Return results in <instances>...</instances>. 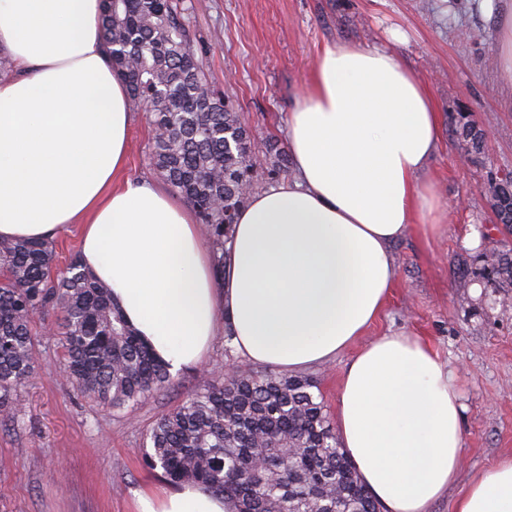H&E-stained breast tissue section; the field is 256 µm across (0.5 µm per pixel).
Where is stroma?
<instances>
[{
  "label": "stroma",
  "mask_w": 512,
  "mask_h": 512,
  "mask_svg": "<svg viewBox=\"0 0 512 512\" xmlns=\"http://www.w3.org/2000/svg\"><path fill=\"white\" fill-rule=\"evenodd\" d=\"M203 57L211 90L230 100L252 132L253 156L288 150L287 117L306 90L321 48L336 42L384 46L427 83L442 139L427 178L442 223L395 242L398 279L365 339L404 332L426 341L454 371L465 411L456 482L430 507L454 512L471 476L512 454V282L491 272L512 253V227L497 223L484 189L489 174L512 172V87L498 74L496 33L483 0H172ZM405 33L402 43L392 31ZM121 180L157 179L151 131L135 113ZM474 237L465 247L466 237ZM39 331L37 374L23 411L0 426V512H136L139 495L169 485L142 466L147 430L203 383L224 374L216 337L205 360L120 417L73 390L62 371L58 326ZM352 350L307 368L334 412Z\"/></svg>",
  "instance_id": "1"
}]
</instances>
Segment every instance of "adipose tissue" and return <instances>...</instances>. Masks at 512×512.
<instances>
[{"instance_id": "ef3b65f1", "label": "adipose tissue", "mask_w": 512, "mask_h": 512, "mask_svg": "<svg viewBox=\"0 0 512 512\" xmlns=\"http://www.w3.org/2000/svg\"><path fill=\"white\" fill-rule=\"evenodd\" d=\"M101 0H0V240L81 227L85 267L171 371L198 366L233 331L246 360L293 372L345 351L379 317L398 270L390 246L439 223L425 174L440 114L390 50L325 45L288 114L293 177L250 195L225 274L195 211L150 180L116 184L127 162L128 89L99 38ZM512 84V0L489 10ZM464 406L453 372L404 333L359 349L336 402L342 448L385 512H428L455 481ZM138 512H234L186 484ZM456 512H512V455L477 472Z\"/></svg>"}]
</instances>
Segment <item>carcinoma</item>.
I'll return each mask as SVG.
<instances>
[{"instance_id": "cac0c4a2", "label": "carcinoma", "mask_w": 512, "mask_h": 512, "mask_svg": "<svg viewBox=\"0 0 512 512\" xmlns=\"http://www.w3.org/2000/svg\"><path fill=\"white\" fill-rule=\"evenodd\" d=\"M99 36L145 113L149 160L208 228L217 274L252 184L250 133L208 87L171 0H102ZM59 316L63 373L92 405L120 414L172 382L167 365L112 303L79 256L56 267L53 243L0 241V413L19 412L37 366L35 319ZM312 379L242 367L205 382L158 417L142 461L236 512H378L336 441Z\"/></svg>"}]
</instances>
